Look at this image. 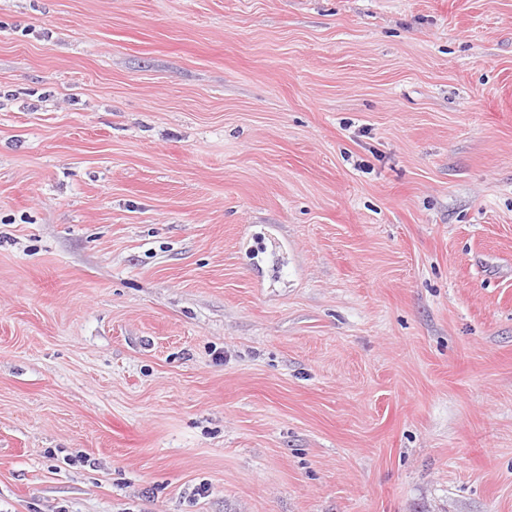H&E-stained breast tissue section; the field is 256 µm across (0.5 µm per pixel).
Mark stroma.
Segmentation results:
<instances>
[{
    "label": "stroma",
    "instance_id": "obj_1",
    "mask_svg": "<svg viewBox=\"0 0 512 512\" xmlns=\"http://www.w3.org/2000/svg\"><path fill=\"white\" fill-rule=\"evenodd\" d=\"M0 512H512V0H0Z\"/></svg>",
    "mask_w": 512,
    "mask_h": 512
}]
</instances>
